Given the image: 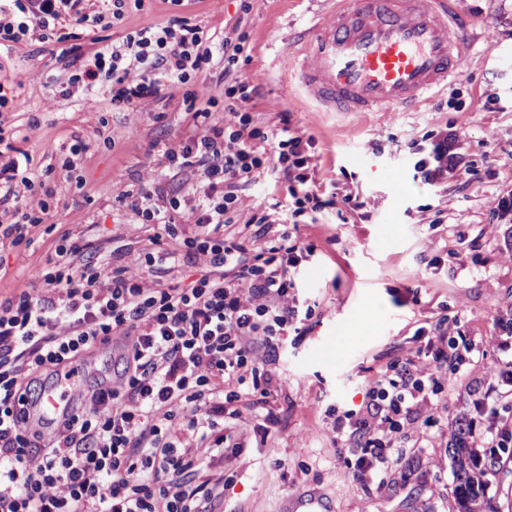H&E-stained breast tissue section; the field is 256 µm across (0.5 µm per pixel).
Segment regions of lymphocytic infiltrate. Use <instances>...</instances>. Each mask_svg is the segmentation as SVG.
I'll list each match as a JSON object with an SVG mask.
<instances>
[{"label": "lymphocytic infiltrate", "mask_w": 512, "mask_h": 512, "mask_svg": "<svg viewBox=\"0 0 512 512\" xmlns=\"http://www.w3.org/2000/svg\"><path fill=\"white\" fill-rule=\"evenodd\" d=\"M144 0H0V55L37 37L59 44L55 61L65 79L50 83L53 96L106 95L113 109L166 117L160 105L181 93L192 135L162 152L167 170L192 177L187 194L132 187L118 197L142 224H154L149 266L194 265L189 285L147 284L140 274L112 263L101 248L68 235L42 274L51 296L21 290L0 299V512H212L232 474L215 470L181 432L235 456L249 438L238 430L239 391H264L266 369L288 333L303 335L310 309L296 290L300 266L315 251L293 229L335 207L316 180L312 138L253 123L258 85L235 76L230 65L241 44L214 42L209 31L177 12L166 23L127 31L117 41L88 36V29L122 26ZM226 60L224 95L200 90L198 79L216 59ZM457 138H439L414 168L436 184L456 171ZM272 170L288 201L281 225L259 216L252 247L235 217L255 172ZM53 168L33 175L23 153L0 133V240L32 244L29 228L47 223L57 205ZM414 356L393 364V376L370 382L359 410L339 416L361 452L355 475L384 485L386 463L406 428L440 406L438 373L448 361V322L420 328ZM125 340L111 384L87 391L50 431L36 429L27 412L43 394L37 381H58L112 337ZM194 416H186L185 408Z\"/></svg>", "instance_id": "1"}]
</instances>
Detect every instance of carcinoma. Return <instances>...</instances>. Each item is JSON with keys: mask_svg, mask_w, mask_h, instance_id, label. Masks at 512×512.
Segmentation results:
<instances>
[{"mask_svg": "<svg viewBox=\"0 0 512 512\" xmlns=\"http://www.w3.org/2000/svg\"><path fill=\"white\" fill-rule=\"evenodd\" d=\"M448 459L454 478L456 512H487V478L480 465L477 441L464 420L458 421L450 434Z\"/></svg>", "mask_w": 512, "mask_h": 512, "instance_id": "cac0c4a2", "label": "carcinoma"}]
</instances>
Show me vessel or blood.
<instances>
[{"label": "vessel or blood", "instance_id": "b4317fda", "mask_svg": "<svg viewBox=\"0 0 512 512\" xmlns=\"http://www.w3.org/2000/svg\"><path fill=\"white\" fill-rule=\"evenodd\" d=\"M293 72L329 112H398L462 73L473 37L457 0H338Z\"/></svg>", "mask_w": 512, "mask_h": 512}]
</instances>
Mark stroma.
I'll return each instance as SVG.
<instances>
[{"mask_svg":"<svg viewBox=\"0 0 512 512\" xmlns=\"http://www.w3.org/2000/svg\"><path fill=\"white\" fill-rule=\"evenodd\" d=\"M330 8L329 0H198L194 8L215 39L243 40L233 71L259 86L258 126L273 128L279 113H290L293 129L315 140L323 190L360 199L299 227V239L316 245L297 291L313 314L305 335L283 338L265 393L240 392L243 417L252 426L267 424L269 435L231 460L235 481L217 512H292L306 501L315 512H453L451 430L462 417L476 429L486 426L472 407L475 393L512 405V382L486 375L488 366L512 359V332L501 322L512 311L505 246L512 213L497 207L512 194V0H461V10L478 21V38L448 89L408 112L358 116L322 111L292 76V58ZM0 74L20 85L10 123L32 172L80 140L89 147L79 163L90 182L84 197L55 173L54 232L32 226L34 245L25 251L0 241V298L40 288L62 234L106 248L113 264L145 281H191V267L179 263L151 272L143 255L154 229L116 200L134 184L186 191L185 177L163 175L161 166L162 149L188 132L181 96L168 99L161 122L111 111L97 92L76 102L51 97L46 84L62 68L35 40L0 60ZM99 112L110 115L113 149L103 146ZM34 114L41 124L35 132L28 128ZM448 133L462 138L461 164L441 183L426 185L415 175L410 148ZM273 180L264 171L247 186L240 221L258 212L284 219L288 204L273 193ZM442 317L449 335L462 336L478 353L469 364L452 360L443 368L444 411L432 427L408 431L384 488L367 490L354 475V443L338 434L335 414L359 409L369 381L415 351L417 330Z\"/></svg>","mask_w":512,"mask_h":512,"instance_id":"35a3bbf8","label":"stroma"}]
</instances>
